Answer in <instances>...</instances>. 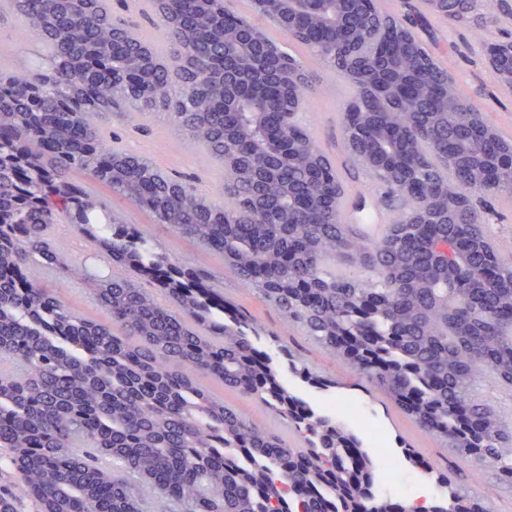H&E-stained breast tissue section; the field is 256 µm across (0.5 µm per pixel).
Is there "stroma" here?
Instances as JSON below:
<instances>
[{
  "mask_svg": "<svg viewBox=\"0 0 512 512\" xmlns=\"http://www.w3.org/2000/svg\"><path fill=\"white\" fill-rule=\"evenodd\" d=\"M411 4L425 16V24L418 30L419 35L435 56L444 58L460 94L472 100L489 122L512 138V96L501 93L497 78L484 62L487 43L503 40L507 33L512 32V16H499L497 24L490 26H458L451 30L430 14L426 0H394L393 11L396 16H403ZM310 70L318 80V95L313 104L303 106L301 118L306 127L320 126V140L336 156L340 153L342 112L351 84L341 74L331 73L322 61L313 62ZM110 127L122 141L136 138L152 145L161 154L174 148L180 149L178 160L167 164L166 172L194 183L210 185V200L221 202L220 161L211 158L201 145L179 142L166 116L159 115L149 120L148 129L144 132L135 131L116 118L112 119ZM105 204L108 210L118 213L126 223L148 226L152 246L169 261L209 270L214 276L216 291L254 320L261 336L258 343L261 350L277 354L276 337H290L292 348L301 355L312 377L304 379L291 373L285 366L281 367L280 374L290 389L303 400L310 403L357 401L365 418L376 424L386 447L391 448L394 454L400 455L406 448L416 449L430 457L438 467H450L461 474L466 488L482 495H492L496 512H512V489L499 485L491 469L474 474L465 457L418 430L383 393L361 378L346 362L326 354L309 337L289 333L278 310L261 302L240 285L225 270L222 257L205 252L167 227L153 223L148 213L126 200L109 197ZM215 393L223 397L225 403L237 407L254 423L273 431L292 447H302L303 441L294 428L260 401L225 391L221 387L216 388ZM437 487L435 474L401 460L397 469L389 474L383 492L399 500L403 497V489L419 492Z\"/></svg>",
  "mask_w": 512,
  "mask_h": 512,
  "instance_id": "35a3bbf8",
  "label": "stroma"
}]
</instances>
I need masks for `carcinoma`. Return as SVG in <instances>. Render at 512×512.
Here are the masks:
<instances>
[{
    "label": "carcinoma",
    "mask_w": 512,
    "mask_h": 512,
    "mask_svg": "<svg viewBox=\"0 0 512 512\" xmlns=\"http://www.w3.org/2000/svg\"><path fill=\"white\" fill-rule=\"evenodd\" d=\"M166 19L167 51L125 16L128 0H0L22 31L48 49L32 70L0 65V512H409L377 487L380 462L345 423L316 412L280 380L274 357L243 313L226 323L201 295V270L163 260L134 224L106 235L112 215L88 193L82 175L147 211L156 224L224 258L227 270L276 307L293 331L314 339L383 391L414 423L459 453L491 467L512 488V416L477 399L481 379L512 388V258L488 239L485 218L458 210L447 224H408V212L453 200L467 185L512 202V172L482 187L470 174L512 141L483 113L456 111L461 95L413 29L381 11L384 34H403L418 54L400 78L431 85L415 111L391 108L352 85L350 102L367 125L395 126L400 138H374L376 155L411 158L392 173L361 162L342 115L344 159L337 163L312 133L291 156L267 149L255 95L224 93V70L257 80L252 61L278 45L225 0H149ZM482 16L507 0H453ZM257 41L236 57L224 50V18ZM295 42L351 78L373 54L343 39L333 23ZM299 74L292 101L317 93L305 63L280 51ZM169 115L173 131L224 163V203L171 177L118 145L93 116L131 122ZM362 168L400 202L389 232L373 241L336 211L296 206L301 197L346 195L345 178ZM428 187L415 201L406 177ZM65 220L105 254L112 274L88 272L49 238ZM337 261L365 272H331ZM42 267L77 279L108 315H76L27 271ZM163 282L155 291L137 278ZM207 378L255 397L291 422L305 447L293 448L198 383ZM477 421L458 427L459 409ZM444 494L422 512H487L451 470L438 472Z\"/></svg>",
    "instance_id": "1"
}]
</instances>
